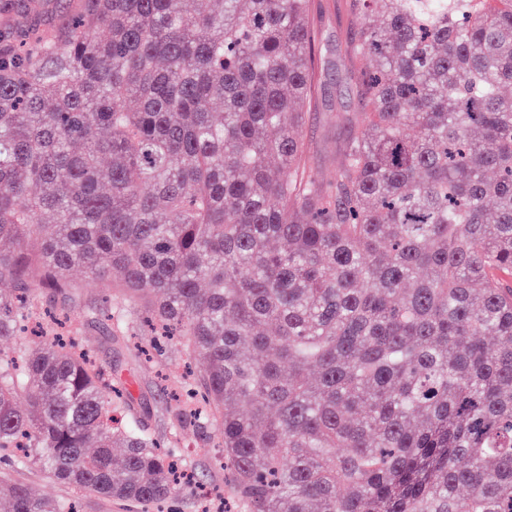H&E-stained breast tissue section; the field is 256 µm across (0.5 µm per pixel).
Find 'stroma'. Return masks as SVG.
Segmentation results:
<instances>
[{
  "mask_svg": "<svg viewBox=\"0 0 512 512\" xmlns=\"http://www.w3.org/2000/svg\"><path fill=\"white\" fill-rule=\"evenodd\" d=\"M311 19L320 54L302 135L308 147V164L326 175L336 169L340 161V149L349 131L344 118L358 111L359 104L345 90V72L339 62L350 35L344 0H313ZM69 278L70 286L66 292L38 291L40 306L54 311L59 320H71L97 364L126 378L135 416L162 444L176 446L181 460L195 472L199 484L169 498L160 508L147 509L138 504L109 502L84 493L54 480L28 461L1 460L0 474L24 482L39 497L73 506L74 512H202L204 503L199 489H223L224 471L216 463L221 453L217 431L208 427L192 441H185L168 412L171 384L166 375L174 364L185 360L184 345L173 341L153 362H141V353L148 349L149 339L141 335L137 324H130L120 341L111 339L112 322L105 308V298L118 294L117 284L94 280L81 269L72 270Z\"/></svg>",
  "mask_w": 512,
  "mask_h": 512,
  "instance_id": "stroma-1",
  "label": "stroma"
}]
</instances>
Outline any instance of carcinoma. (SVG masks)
I'll return each mask as SVG.
<instances>
[{"label":"carcinoma","mask_w":512,"mask_h":512,"mask_svg":"<svg viewBox=\"0 0 512 512\" xmlns=\"http://www.w3.org/2000/svg\"><path fill=\"white\" fill-rule=\"evenodd\" d=\"M372 2L347 3L364 111L325 179L311 0H73L49 28L44 0H0V338L35 288L111 277L202 360L245 512H512V0L377 24ZM7 448L110 501L191 484L54 336L0 355ZM0 512L65 510L4 475Z\"/></svg>","instance_id":"cac0c4a2"}]
</instances>
